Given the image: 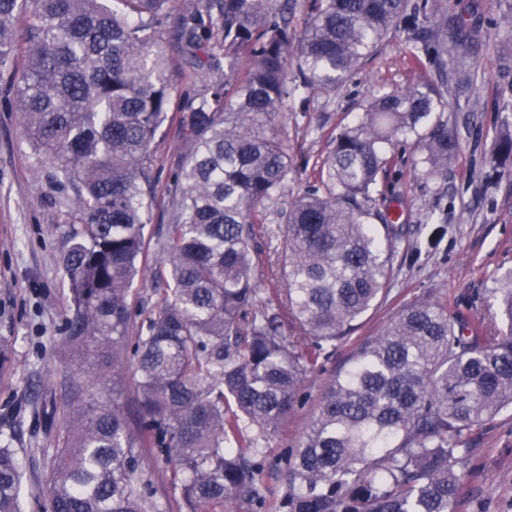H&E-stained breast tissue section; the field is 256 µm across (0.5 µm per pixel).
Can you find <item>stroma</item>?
I'll return each mask as SVG.
<instances>
[{
  "mask_svg": "<svg viewBox=\"0 0 512 512\" xmlns=\"http://www.w3.org/2000/svg\"><path fill=\"white\" fill-rule=\"evenodd\" d=\"M447 5L470 28L476 43L470 54V102L448 107L461 151L442 184H422L408 161L390 177L389 204L400 214L404 238L420 248L421 256L397 262L388 300L367 313L357 332L337 343L321 369L308 373L300 399L267 442L259 476L265 507L230 498L224 512H275L286 459L332 376L364 339L389 325L402 305L440 297L449 309L480 318L487 288L512 269V173L487 162L504 118H512V84L503 79L505 65L512 62V32L499 24L512 13V0H447ZM410 48L407 28H397L336 90H316L307 100L290 104L288 133L295 152L286 197L307 187L316 158L326 151L317 130L322 113L350 121L380 88L415 83ZM426 212L445 222V233H437L435 224L422 223ZM73 222L74 213L64 205L50 166L37 164L16 108L15 87L8 75L0 74V336L11 342L10 361L0 370V416L19 406L25 410L14 441L25 473L23 512H43L50 457L58 442L57 430L44 429L37 414L63 409L70 385L79 380L62 347L68 288L60 257ZM470 444L461 512H512V409L497 414Z\"/></svg>",
  "mask_w": 512,
  "mask_h": 512,
  "instance_id": "stroma-1",
  "label": "stroma"
}]
</instances>
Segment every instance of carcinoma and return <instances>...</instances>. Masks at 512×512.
I'll return each mask as SVG.
<instances>
[{
    "instance_id": "1",
    "label": "carcinoma",
    "mask_w": 512,
    "mask_h": 512,
    "mask_svg": "<svg viewBox=\"0 0 512 512\" xmlns=\"http://www.w3.org/2000/svg\"><path fill=\"white\" fill-rule=\"evenodd\" d=\"M401 20L420 78L375 94L353 123L328 129L324 113L328 155L277 207L294 151L288 102L336 87ZM163 23L193 66L219 75L176 113ZM19 38L28 141L78 212L61 256L63 344L92 384L112 367V397L71 388L47 512H224L228 498L260 499L265 443L307 373L389 295L395 260L418 254L402 248L384 183L400 146H413L425 185L455 159L448 78L471 85L464 23L444 0H310L298 35L273 0H0V68ZM173 116L182 151L158 191L153 145ZM509 162L506 130L490 164ZM155 208L169 220L147 313L133 284ZM273 219L275 261L261 244ZM273 264L298 336L260 296ZM486 310L499 325L423 299L363 341L295 448L280 512H459L470 436L512 408V269ZM132 332L136 425L118 374ZM145 448L173 464L172 505L156 497ZM22 483L12 438L0 440V512H22Z\"/></svg>"
}]
</instances>
